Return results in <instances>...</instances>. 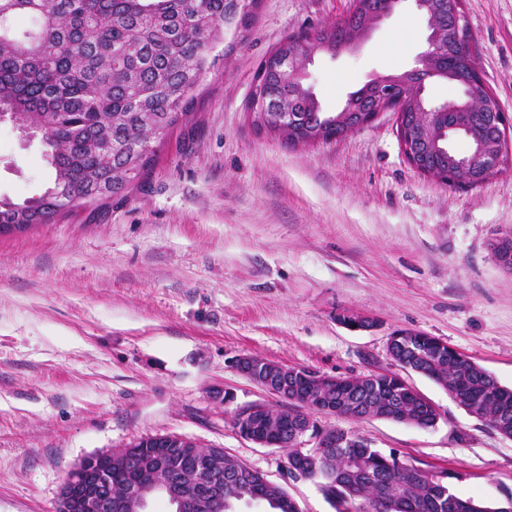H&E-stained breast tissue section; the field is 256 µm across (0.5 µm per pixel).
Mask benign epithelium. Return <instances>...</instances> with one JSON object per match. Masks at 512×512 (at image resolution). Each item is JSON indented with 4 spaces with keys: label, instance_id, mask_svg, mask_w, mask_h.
<instances>
[{
    "label": "benign epithelium",
    "instance_id": "obj_1",
    "mask_svg": "<svg viewBox=\"0 0 512 512\" xmlns=\"http://www.w3.org/2000/svg\"><path fill=\"white\" fill-rule=\"evenodd\" d=\"M410 1L416 10L426 16L429 24L427 36L428 48L417 57L414 68L405 71L401 76L379 74L368 84L348 95V103L359 105L354 122L336 133L341 138L359 128H362L386 111L396 114L397 133L402 151L408 162L420 173L442 183H457L460 176L465 175L480 161L485 173L497 170L504 152V147L512 130V123L505 115H500L498 130L492 139L479 137L470 126L459 122L445 124L438 118L446 112L456 109L466 110L477 104L487 112H497L495 97L487 87L475 63H470L466 74L459 78L458 86L462 97L454 101L442 103L432 102L425 96L426 83L438 81L447 77L444 67L439 40L441 32L437 27V19L441 16H452L456 29L448 33L454 39V46L467 54L469 50V34L464 12L463 0H383L381 7L371 20L360 30L351 33L342 45L336 47V53L355 45L358 39L367 35L383 20L391 17L400 6ZM314 35L301 33L295 36L298 49L288 59L287 73L289 81L306 87L310 98H315L311 86L306 84L308 78L307 65L312 63L317 52L309 47ZM466 138L474 141L476 147L466 153L459 154L450 150L456 139ZM446 141L447 153L452 161V167L446 170H430L420 160L417 152V142L428 140L434 146H439V140ZM512 241V230L506 232L493 243V252L500 265L512 272V253L508 252L509 242ZM233 368L262 387L280 401L288 397H297L301 383L306 374L299 372L297 367H288L279 363L263 360L259 357L239 354L232 361ZM336 414V400L332 395L310 405L294 422V433L297 437L298 448H341L350 444L349 434L339 433L331 427L318 424L315 414ZM181 456L190 460L194 469L195 480L191 484L183 481L178 466L169 460L161 458L152 466V476L155 481L147 483L143 480L133 482L129 487V497L145 508L148 498L157 492L165 494L175 506L174 512H222L224 510V481L213 467L212 458L204 448L195 441L177 437ZM247 440L261 446L286 448L288 443L280 439H272L265 427L254 428ZM95 466L91 459H84L78 466L70 470L63 483L59 498L58 512H114L117 505L112 502L108 491L110 481L105 471L98 473L97 487L92 491L80 493L77 487L82 484L87 473Z\"/></svg>",
    "mask_w": 512,
    "mask_h": 512
}]
</instances>
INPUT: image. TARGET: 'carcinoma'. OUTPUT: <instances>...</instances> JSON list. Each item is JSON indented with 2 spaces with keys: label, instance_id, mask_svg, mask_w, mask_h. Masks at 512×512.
Returning <instances> with one entry per match:
<instances>
[{
  "label": "carcinoma",
  "instance_id": "cac0c4a2",
  "mask_svg": "<svg viewBox=\"0 0 512 512\" xmlns=\"http://www.w3.org/2000/svg\"><path fill=\"white\" fill-rule=\"evenodd\" d=\"M258 0H0V112H10L17 128H37L54 170L50 186L36 198L0 200V235L24 231L88 204L126 191L153 164L156 147L196 107L194 95L203 73L213 67V48L224 42V27L248 28ZM30 20L24 29L17 18ZM362 16L318 32L314 47L342 43ZM300 89L281 71H267L263 93L289 97ZM269 125L286 141L305 140L304 131L324 126L325 112L308 106L285 113ZM483 136L496 129L492 112L456 113ZM112 142L106 152L101 144ZM436 338L410 330L394 362L442 386L458 406L493 428L512 426V389ZM354 397L353 416L380 417L421 428L435 417L404 392L400 375L379 373L336 378V399ZM296 407L268 411L271 429L293 422ZM224 470V498L234 502L263 492L258 477L224 452L208 449ZM332 471L330 481L317 480L336 512H354L357 503L380 501L384 512H506L464 500L448 486L445 471L423 470L354 437L316 459ZM112 469V496L126 493L119 460L97 463ZM268 504L273 512H299L293 499L275 487Z\"/></svg>",
  "mask_w": 512,
  "mask_h": 512
}]
</instances>
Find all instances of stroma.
<instances>
[{"mask_svg": "<svg viewBox=\"0 0 512 512\" xmlns=\"http://www.w3.org/2000/svg\"><path fill=\"white\" fill-rule=\"evenodd\" d=\"M351 0H260L232 52L200 79L199 104L125 196L0 236V512H56L70 468L147 436L221 448L282 486L300 512H335L286 454L240 436L236 407L275 405L237 373L249 354L350 376L396 371L393 331L439 338L512 389V273L492 241L512 228V140L473 187L405 159L393 112L331 142L292 145L249 112L261 60L289 34L344 21ZM470 50L512 120V0H464ZM406 8L355 51L317 55L324 111L373 74L407 70L425 45ZM40 139L0 124V199L52 177ZM372 329L353 330L345 316ZM408 383L440 412L431 428L321 417L424 470L457 495L512 497V437L431 379ZM234 394L224 404L222 391Z\"/></svg>", "mask_w": 512, "mask_h": 512, "instance_id": "35a3bbf8", "label": "stroma"}]
</instances>
